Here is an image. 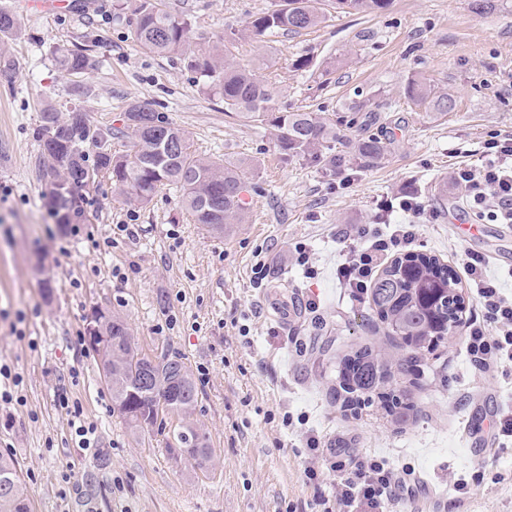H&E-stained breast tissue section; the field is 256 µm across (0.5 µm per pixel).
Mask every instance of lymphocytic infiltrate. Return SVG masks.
<instances>
[{"label": "lymphocytic infiltrate", "instance_id": "lymphocytic-infiltrate-1", "mask_svg": "<svg viewBox=\"0 0 512 512\" xmlns=\"http://www.w3.org/2000/svg\"><path fill=\"white\" fill-rule=\"evenodd\" d=\"M485 155L480 166L457 168L452 183L463 189L464 205L475 218L511 224L512 137L491 136L485 143ZM399 208L408 220L390 225L388 232H381L373 224L361 225L358 236L363 246L337 268L338 279L345 287L356 291L366 288L379 266L414 246L416 224L424 209L411 195L400 199ZM487 264L486 256L471 253L462 266L481 310L480 317L467 319L463 325L466 349L474 368L482 372L512 363V297L503 292L496 279L486 275ZM404 489L385 458H375L357 473L341 475L331 497L319 499V512H333L337 504L347 508L356 505L365 512H387Z\"/></svg>", "mask_w": 512, "mask_h": 512}]
</instances>
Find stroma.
<instances>
[{
	"label": "stroma",
	"instance_id": "stroma-1",
	"mask_svg": "<svg viewBox=\"0 0 512 512\" xmlns=\"http://www.w3.org/2000/svg\"><path fill=\"white\" fill-rule=\"evenodd\" d=\"M96 0L87 13L19 17L10 69L0 70V368L21 377L18 400H0V455L23 473L37 512H315L341 474L372 457L411 487L398 512H512V441L499 438L497 407H512V366L475 370L462 336L420 354L391 390L411 407L398 423L380 403L355 411L336 395V364L371 344L407 356L366 304L350 301L336 269L374 221L376 205L403 193L425 216L416 251L458 266L468 252L489 256L488 273L512 295V233L502 254L464 228L461 193L435 196L436 180L484 160L490 135H512V0L472 13L470 0H393L376 15L331 13L320 26L273 40L236 43L240 63L282 89L280 110L340 112L354 94L372 98V132L389 145L383 160L333 177L283 161L266 127L243 125L197 84L182 57L156 56L133 42L130 13ZM271 0H164L188 15L191 49L224 46ZM88 48L97 61L82 83L60 71L56 53ZM308 57V69L294 67ZM420 78L458 105L427 117L407 98ZM137 100L186 130L195 152L243 166L251 186L248 223L224 237L196 224L179 192L130 204L109 180L84 191L78 235L56 223L44 197L42 148L34 134L46 104L76 105L94 124L120 131ZM137 227L135 236L119 232ZM311 246L316 276L294 259ZM318 303L306 310L307 300ZM100 308L124 317L145 354L176 355L205 367L190 423L211 451L208 465L181 455L179 417L133 431L114 413L112 390L84 341ZM95 424L78 445L60 397ZM302 415L287 431L284 414ZM332 447L312 460L305 440ZM315 465L316 480L304 470ZM465 476L456 499L445 486Z\"/></svg>",
	"mask_w": 512,
	"mask_h": 512
}]
</instances>
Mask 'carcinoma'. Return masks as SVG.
I'll list each match as a JSON object with an SVG mask.
<instances>
[{
    "mask_svg": "<svg viewBox=\"0 0 512 512\" xmlns=\"http://www.w3.org/2000/svg\"><path fill=\"white\" fill-rule=\"evenodd\" d=\"M333 9L344 12L377 13L389 8L391 0H327ZM131 9L134 25L131 34L137 45L158 56L180 55L187 68L196 74L198 84L211 98L224 104V112L245 124L259 122L270 130L274 146L285 160H303L325 172L353 171L381 161L387 143L366 132L360 114L368 113L373 122L370 99L357 97L343 105L334 118L322 112L295 110L282 112L276 107L278 86L259 78L254 70L229 55L196 53L188 47L191 22L165 9L161 0H128L120 9ZM326 18L321 0H279L273 8L252 17L246 31L233 30L227 43L233 45L247 36H273L279 32H299L316 27ZM17 32V18L0 9V68L11 66L6 42ZM57 64L70 76H81L96 66V60L84 49L60 55ZM407 93L412 102L423 107L429 117L445 116L455 110L456 99L439 92L420 79L409 80ZM130 146L123 152L112 150V129H104L109 152L100 151L91 131L98 130L85 112L74 107L63 113L54 107L41 115L36 137L42 146L49 181L64 180L77 188L106 175L112 189L129 202L147 204L166 186L182 191V206L196 223L213 235L234 231L247 223L249 207L242 199L247 181L240 166L220 163L191 151L190 141L160 113L145 104H128ZM81 196H57L53 214L59 224H70L83 217ZM368 303L388 335L399 337L409 348L405 363L393 364L372 346H362L339 361V388L351 403L356 395H374L398 421L407 419L409 405L401 397L385 390L395 370L411 367L423 349H433L458 332L465 313V299L459 279L445 264L423 253H407L383 267L368 290ZM124 361V370L112 374V399L122 400L127 409L123 418L137 427L138 414L147 404L134 397L144 388H152L147 375L133 365L139 356L136 344L126 339L114 352ZM167 382L166 393L178 407L195 409L198 391L191 373L180 376L178 357H170L157 367ZM21 483L15 462L0 455V512H29L24 492H13Z\"/></svg>",
    "mask_w": 512,
    "mask_h": 512,
    "instance_id": "cac0c4a2",
    "label": "carcinoma"
}]
</instances>
